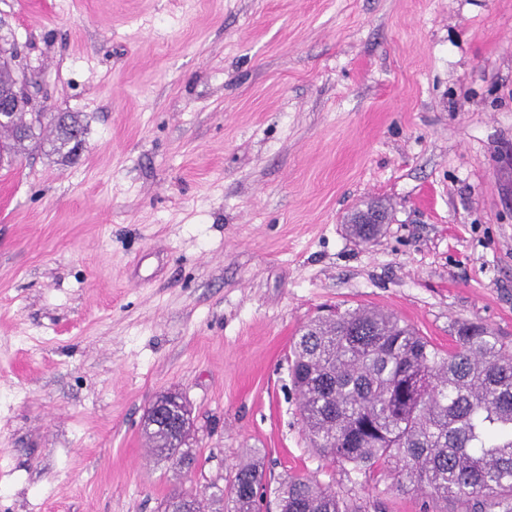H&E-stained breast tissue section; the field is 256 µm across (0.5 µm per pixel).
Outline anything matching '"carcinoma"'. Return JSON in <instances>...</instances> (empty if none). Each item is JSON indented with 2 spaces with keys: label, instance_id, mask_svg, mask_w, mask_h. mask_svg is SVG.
<instances>
[{
  "label": "carcinoma",
  "instance_id": "1",
  "mask_svg": "<svg viewBox=\"0 0 512 512\" xmlns=\"http://www.w3.org/2000/svg\"><path fill=\"white\" fill-rule=\"evenodd\" d=\"M0 95L19 91L7 51L0 52ZM23 116L0 122V157L15 162L26 144L42 143L46 122L56 135L53 151L74 156L84 131L77 116L37 112L26 132ZM289 374L299 396L303 429L311 448L356 473L387 472L400 492L462 512H512V348L479 323L458 325L444 349L392 314L356 307L319 316L299 331ZM178 430L143 426L152 451L172 462H198L185 447L190 410L176 393L159 396ZM264 470L254 456L237 467L234 480L209 501L176 488L163 512H192L219 503V512H257ZM280 512H368L359 503L308 474H291L275 490Z\"/></svg>",
  "mask_w": 512,
  "mask_h": 512
}]
</instances>
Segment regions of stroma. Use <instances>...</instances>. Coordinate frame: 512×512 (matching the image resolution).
<instances>
[{
	"mask_svg": "<svg viewBox=\"0 0 512 512\" xmlns=\"http://www.w3.org/2000/svg\"><path fill=\"white\" fill-rule=\"evenodd\" d=\"M1 46L85 144L0 167V512H161L255 450L262 504L300 472L422 512L309 448L288 354L327 307L512 346V0H0ZM157 399L168 406V413L171 419L178 421V430L149 428L143 425V432L147 438L154 442L152 451L160 459L170 460L174 475L178 478L183 472V463L197 464L198 458L193 448H182L186 445L192 422L190 410L177 393H167Z\"/></svg>",
	"mask_w": 512,
	"mask_h": 512,
	"instance_id": "stroma-1",
	"label": "stroma"
}]
</instances>
